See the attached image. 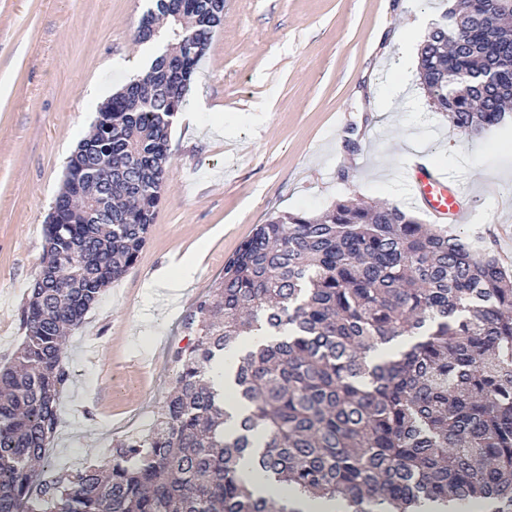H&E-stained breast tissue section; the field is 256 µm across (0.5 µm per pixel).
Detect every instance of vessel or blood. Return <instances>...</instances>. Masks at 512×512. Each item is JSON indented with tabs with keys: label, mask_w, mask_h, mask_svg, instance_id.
Listing matches in <instances>:
<instances>
[{
	"label": "vessel or blood",
	"mask_w": 512,
	"mask_h": 512,
	"mask_svg": "<svg viewBox=\"0 0 512 512\" xmlns=\"http://www.w3.org/2000/svg\"><path fill=\"white\" fill-rule=\"evenodd\" d=\"M413 171V198L425 206L426 213L436 219H448L454 223L464 222L468 208L458 187L426 167L422 161H415Z\"/></svg>",
	"instance_id": "1"
}]
</instances>
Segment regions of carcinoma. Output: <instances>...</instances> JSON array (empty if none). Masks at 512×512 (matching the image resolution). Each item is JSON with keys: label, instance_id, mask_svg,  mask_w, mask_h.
I'll use <instances>...</instances> for the list:
<instances>
[{"label": "carcinoma", "instance_id": "1", "mask_svg": "<svg viewBox=\"0 0 512 512\" xmlns=\"http://www.w3.org/2000/svg\"><path fill=\"white\" fill-rule=\"evenodd\" d=\"M157 11L163 52L98 108L68 161L83 170L91 146L97 180L64 181L44 225L25 336L0 368V512H297L254 496L246 457L346 512H512V276L442 225L350 200L258 225L187 320L193 342L153 428L100 465L43 476L70 378L65 330L146 246L172 119L224 0H155L138 41L158 33ZM510 74L512 9L487 0H455L418 52L430 107L465 135L512 128ZM226 354L247 408L232 437L210 379Z\"/></svg>", "mask_w": 512, "mask_h": 512}]
</instances>
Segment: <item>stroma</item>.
I'll return each instance as SVG.
<instances>
[{
  "label": "stroma",
  "mask_w": 512,
  "mask_h": 512,
  "mask_svg": "<svg viewBox=\"0 0 512 512\" xmlns=\"http://www.w3.org/2000/svg\"><path fill=\"white\" fill-rule=\"evenodd\" d=\"M152 0H0V367L43 256L66 163L97 109L159 44L135 30ZM446 0H224V19L173 122L170 172L148 242L72 329L60 422L46 472L106 457L145 433L173 387L184 320L225 260L271 215L318 216L363 199L414 210L411 158L465 191L451 232L489 245L512 270V131L461 134L431 111L418 49ZM355 149H348L347 139ZM195 259L190 288L151 285Z\"/></svg>",
  "instance_id": "1"
}]
</instances>
